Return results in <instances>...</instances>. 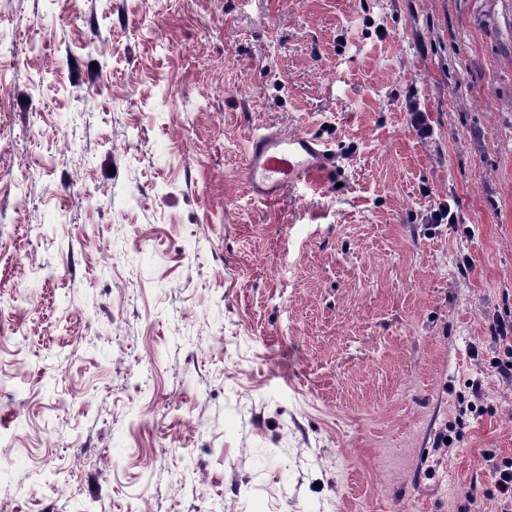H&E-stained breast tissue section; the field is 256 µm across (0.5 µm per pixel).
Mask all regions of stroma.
<instances>
[{"label": "stroma", "instance_id": "1", "mask_svg": "<svg viewBox=\"0 0 512 512\" xmlns=\"http://www.w3.org/2000/svg\"><path fill=\"white\" fill-rule=\"evenodd\" d=\"M0 36V512H500L512 0H0ZM259 131L335 171L255 200Z\"/></svg>", "mask_w": 512, "mask_h": 512}]
</instances>
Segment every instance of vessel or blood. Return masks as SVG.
I'll return each instance as SVG.
<instances>
[{
  "mask_svg": "<svg viewBox=\"0 0 512 512\" xmlns=\"http://www.w3.org/2000/svg\"><path fill=\"white\" fill-rule=\"evenodd\" d=\"M335 166L336 152L328 143L304 133L267 131L250 140L245 174L255 198L274 200Z\"/></svg>",
  "mask_w": 512,
  "mask_h": 512,
  "instance_id": "obj_1",
  "label": "vessel or blood"
}]
</instances>
